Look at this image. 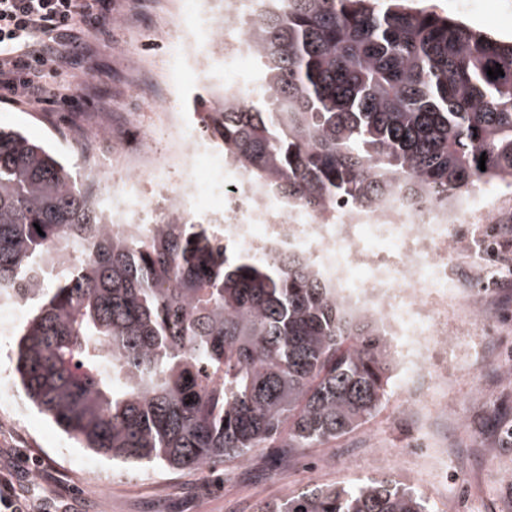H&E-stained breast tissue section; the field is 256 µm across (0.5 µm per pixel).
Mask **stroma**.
I'll return each instance as SVG.
<instances>
[{
	"mask_svg": "<svg viewBox=\"0 0 512 512\" xmlns=\"http://www.w3.org/2000/svg\"><path fill=\"white\" fill-rule=\"evenodd\" d=\"M169 0H104L103 20L70 46V64L47 78L48 89L71 86L70 97L44 113L0 99V129L17 130L49 149L73 172L82 162L57 140L52 124L86 112L140 113L152 122L156 100L146 66H163L176 28L157 31ZM417 0L475 30L512 41V0ZM479 216L452 224L461 241L457 267L461 292L492 315L466 332L461 349L438 352L428 372L448 370V412L422 423L403 405L419 375L394 372L380 411L321 448H259L219 471H173L160 463H129L78 447L20 390L15 408L0 405V455L20 449L38 456L45 478L26 490L57 506L79 491L81 512H257L315 486H342L389 476L422 495L430 512H512V447L502 433L512 426V270L483 251L500 208H512V189L478 192Z\"/></svg>",
	"mask_w": 512,
	"mask_h": 512,
	"instance_id": "35a3bbf8",
	"label": "stroma"
}]
</instances>
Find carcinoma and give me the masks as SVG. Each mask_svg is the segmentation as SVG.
Returning a JSON list of instances; mask_svg holds the SVG:
<instances>
[{"label":"carcinoma","instance_id":"cac0c4a2","mask_svg":"<svg viewBox=\"0 0 512 512\" xmlns=\"http://www.w3.org/2000/svg\"><path fill=\"white\" fill-rule=\"evenodd\" d=\"M250 36L262 96L225 100L212 128L307 214L393 193L455 207L512 188V42L408 0H277ZM102 224L52 154L0 130V289L41 300L15 371L81 447L203 470L256 448L323 447L380 410L388 339L306 259L223 245L175 213L145 234ZM45 256L64 269L50 288ZM258 512L430 510L382 476Z\"/></svg>","mask_w":512,"mask_h":512}]
</instances>
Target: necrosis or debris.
<instances>
[{
  "mask_svg": "<svg viewBox=\"0 0 512 512\" xmlns=\"http://www.w3.org/2000/svg\"><path fill=\"white\" fill-rule=\"evenodd\" d=\"M173 2V19L191 22L173 50L183 71L209 84L212 97L243 99L253 62L249 26L274 0ZM217 58L224 62L220 85L211 77ZM136 139L134 149L126 137L113 136L106 114L78 123L66 139L84 160L82 182L111 232L146 230L174 211L192 220L200 178L220 164L224 207L208 216L220 236L261 253L302 254L347 302L381 318L402 371L422 367L434 345L447 342L448 322L430 301L457 292L451 258L458 245L448 227L471 223L472 207L451 209L430 197L396 194L370 210L309 216L226 159L218 136L190 131L182 108H162L158 126L137 132ZM170 168L175 182L160 181L154 197L142 194L143 181Z\"/></svg>",
  "mask_w": 512,
  "mask_h": 512,
  "instance_id": "necrosis-or-debris-1",
  "label": "necrosis or debris"
}]
</instances>
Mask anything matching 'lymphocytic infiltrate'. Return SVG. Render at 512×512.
Listing matches in <instances>:
<instances>
[{
	"label": "lymphocytic infiltrate",
	"mask_w": 512,
	"mask_h": 512,
	"mask_svg": "<svg viewBox=\"0 0 512 512\" xmlns=\"http://www.w3.org/2000/svg\"><path fill=\"white\" fill-rule=\"evenodd\" d=\"M101 0H0V91L33 109L48 102L47 74L63 52L100 18ZM40 472L41 459L24 454L0 463V512H51L49 500L32 501L17 483L20 466Z\"/></svg>",
	"instance_id": "lymphocytic-infiltrate-1"
}]
</instances>
